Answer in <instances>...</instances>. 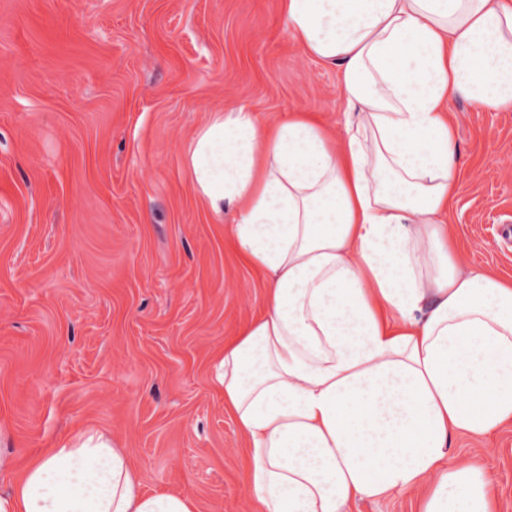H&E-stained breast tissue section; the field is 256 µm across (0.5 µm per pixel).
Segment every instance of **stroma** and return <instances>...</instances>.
<instances>
[{"instance_id": "obj_1", "label": "stroma", "mask_w": 512, "mask_h": 512, "mask_svg": "<svg viewBox=\"0 0 512 512\" xmlns=\"http://www.w3.org/2000/svg\"><path fill=\"white\" fill-rule=\"evenodd\" d=\"M239 105L344 131L338 69L303 53L280 0H0V495L97 428L145 492L246 512L208 357L260 312V281L187 164L212 113ZM452 107L463 260L512 275V112ZM490 444L512 512V432Z\"/></svg>"}]
</instances>
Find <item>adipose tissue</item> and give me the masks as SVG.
I'll return each mask as SVG.
<instances>
[{"label": "adipose tissue", "mask_w": 512, "mask_h": 512, "mask_svg": "<svg viewBox=\"0 0 512 512\" xmlns=\"http://www.w3.org/2000/svg\"><path fill=\"white\" fill-rule=\"evenodd\" d=\"M306 55L339 67L343 136L309 113L216 114L188 154L233 208L264 308L212 359L243 450L250 512H499L486 441L512 431V276L459 268L449 98L512 110V0H282ZM473 451L454 454V438ZM0 512H202L143 492L91 430L22 470ZM354 512H412V507L406 499L379 503L362 501L356 505Z\"/></svg>", "instance_id": "adipose-tissue-1"}]
</instances>
